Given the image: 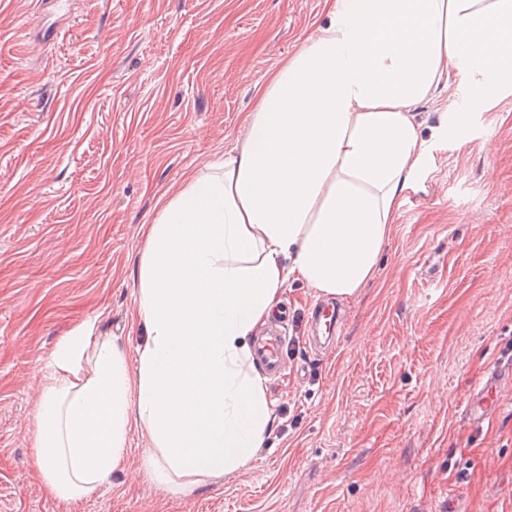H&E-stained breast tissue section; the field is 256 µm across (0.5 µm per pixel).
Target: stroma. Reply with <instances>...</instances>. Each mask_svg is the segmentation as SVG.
<instances>
[{
    "mask_svg": "<svg viewBox=\"0 0 512 512\" xmlns=\"http://www.w3.org/2000/svg\"><path fill=\"white\" fill-rule=\"evenodd\" d=\"M324 0H0V512H512V381L482 425L465 407L512 368V94L441 139L468 92L415 115L431 159L403 195L365 288L343 298L337 349L302 346L316 289L287 282L289 367L246 467L187 495L146 474L147 440L92 496L54 498L36 464V400L57 346L86 321L134 355L145 231L160 197L242 140Z\"/></svg>",
    "mask_w": 512,
    "mask_h": 512,
    "instance_id": "stroma-1",
    "label": "stroma"
}]
</instances>
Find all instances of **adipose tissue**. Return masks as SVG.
I'll list each match as a JSON object with an SVG mask.
<instances>
[{
    "label": "adipose tissue",
    "mask_w": 512,
    "mask_h": 512,
    "mask_svg": "<svg viewBox=\"0 0 512 512\" xmlns=\"http://www.w3.org/2000/svg\"><path fill=\"white\" fill-rule=\"evenodd\" d=\"M327 19L269 78L240 147L161 198L145 239L135 360L85 323L57 347L36 462L65 501L98 490L148 436L174 493L247 466L274 417L250 344L288 280L348 297L373 276L404 192L431 158L416 107L512 94V0H325ZM467 91L473 92L456 83L449 86L440 85L418 106L414 111L415 121L423 138L431 139L435 129L442 124L445 112L457 111L456 109L466 105Z\"/></svg>",
    "instance_id": "adipose-tissue-1"
}]
</instances>
